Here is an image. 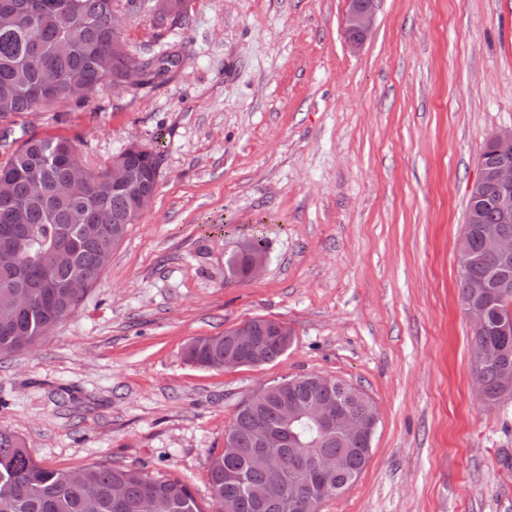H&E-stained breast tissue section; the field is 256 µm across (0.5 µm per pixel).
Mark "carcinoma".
I'll return each mask as SVG.
<instances>
[{
	"label": "carcinoma",
	"mask_w": 512,
	"mask_h": 512,
	"mask_svg": "<svg viewBox=\"0 0 512 512\" xmlns=\"http://www.w3.org/2000/svg\"><path fill=\"white\" fill-rule=\"evenodd\" d=\"M34 3L20 11L14 26L0 27V120L7 123L0 147L11 149L0 162V295L22 298V304H0V355L24 350L14 345L22 334L33 346L67 317L84 295L69 285L80 279L93 283L109 264L116 240L125 236L137 218L142 198L152 199L159 180V159L151 149L130 146L128 163L141 174L135 187L112 186V163L90 170L77 140L66 135L38 136L26 128L14 136L16 118L29 112H50L67 101L81 103L112 88L125 69L136 66L156 80L180 61L177 51L139 57L124 51L122 34L113 11L143 8L144 0H14ZM497 188L484 184L480 207L482 224L474 225L467 240L469 259L459 274L461 302L469 299L465 283L484 280L492 288L482 299L488 327L473 333L485 359L479 379L486 400L498 401L512 393V335L498 326L508 314L494 285H512V263L495 264L482 252L481 225L497 224L512 236V222L504 224L494 206ZM100 209L106 224L87 222L90 211ZM247 257L232 252L225 259L227 272L243 277ZM255 336L269 364L287 351L260 318L252 319ZM232 347L230 331L199 337L188 347L194 364L217 369L224 350ZM317 375L296 377L288 390L295 405L316 401L343 407L364 420L375 416L372 399L351 384L340 389L324 385ZM276 429L280 425L279 395L268 384L242 406L226 431L231 446L208 459L210 500L200 503L188 484L177 478L152 476L143 469L101 463L94 473L46 466L30 455L12 433L0 431V512H152L155 499L169 501L168 512H318L316 500L301 501V484L321 455H343L347 468L327 479L319 493L324 502L347 489L365 467L373 437L348 439L332 434L318 439L312 421L294 424L302 445L286 444L267 467L256 469L250 459L258 448L256 423ZM238 473L224 480V470ZM274 481L285 484L279 500H269L265 488ZM123 500L116 502L113 489Z\"/></svg>",
	"instance_id": "cac0c4a2"
}]
</instances>
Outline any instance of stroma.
Instances as JSON below:
<instances>
[{
    "mask_svg": "<svg viewBox=\"0 0 512 512\" xmlns=\"http://www.w3.org/2000/svg\"><path fill=\"white\" fill-rule=\"evenodd\" d=\"M346 0H188L189 23L121 18L134 53L183 64L26 129L76 138L92 165L138 142L160 154L151 207L79 310L0 356V430L34 459L105 462L187 482L259 388L315 373L378 411L370 458L321 512H512V394L472 383L457 250L478 156L512 127V0H378L359 50ZM262 231L266 265L224 261ZM251 318L287 322L276 362L186 357Z\"/></svg>",
    "mask_w": 512,
    "mask_h": 512,
    "instance_id": "1",
    "label": "stroma"
}]
</instances>
